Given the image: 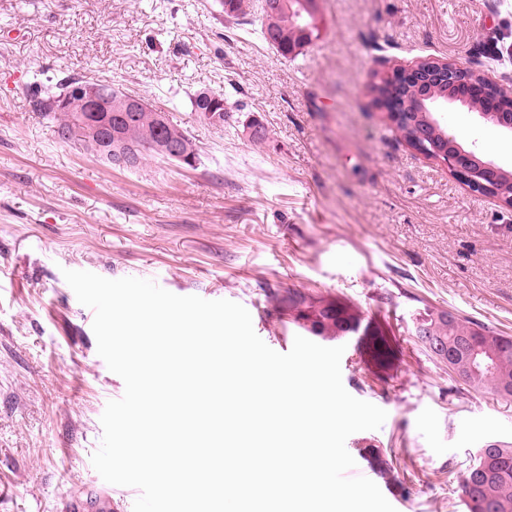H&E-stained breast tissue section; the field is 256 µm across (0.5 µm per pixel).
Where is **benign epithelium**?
Returning a JSON list of instances; mask_svg holds the SVG:
<instances>
[{
    "label": "benign epithelium",
    "mask_w": 512,
    "mask_h": 512,
    "mask_svg": "<svg viewBox=\"0 0 512 512\" xmlns=\"http://www.w3.org/2000/svg\"><path fill=\"white\" fill-rule=\"evenodd\" d=\"M433 77L435 82L445 85L444 91L433 98H425L415 104L407 97L392 93L384 97L381 108L387 112L391 122L396 124L410 112L427 113V124L440 131L436 103L440 99L453 98L472 109L476 114L498 126L504 133L512 136V88L461 65L456 60L425 59L413 65L395 67L383 76L388 86L397 90L413 91L425 78ZM83 90L93 102L92 118L83 115L77 119L83 140L90 142L98 130L106 125V119L112 112L125 111L137 103L139 98L112 86L105 81H86ZM416 150L428 158L447 165L451 174L466 184L472 191L480 194L497 193V185L509 173L503 171L491 161L477 163L474 153L464 149L452 136L436 137L419 131L415 136Z\"/></svg>",
    "instance_id": "7a95c632"
}]
</instances>
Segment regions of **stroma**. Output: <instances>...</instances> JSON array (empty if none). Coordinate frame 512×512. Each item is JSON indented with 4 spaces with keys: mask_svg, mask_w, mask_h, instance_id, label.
Wrapping results in <instances>:
<instances>
[{
    "mask_svg": "<svg viewBox=\"0 0 512 512\" xmlns=\"http://www.w3.org/2000/svg\"><path fill=\"white\" fill-rule=\"evenodd\" d=\"M321 37L294 59L218 0H0V512H60L70 495L134 488L91 463L124 382L97 353L94 312L63 270L154 281L227 299L288 352L297 334L268 292H331L380 322L398 351L372 382L354 345L341 358L380 429L346 441L383 448L397 512H465L458 482L486 442H512V399L477 392L412 334L446 310L512 336V208L472 192L401 137L368 92L374 73L453 59L512 79V0H320ZM77 74L145 98L187 129L200 159L119 169L63 142L25 95ZM223 92V127L190 96ZM441 126L512 173V138L456 102ZM260 120L266 143L243 127Z\"/></svg>",
    "mask_w": 512,
    "mask_h": 512,
    "instance_id": "obj_1",
    "label": "stroma"
}]
</instances>
